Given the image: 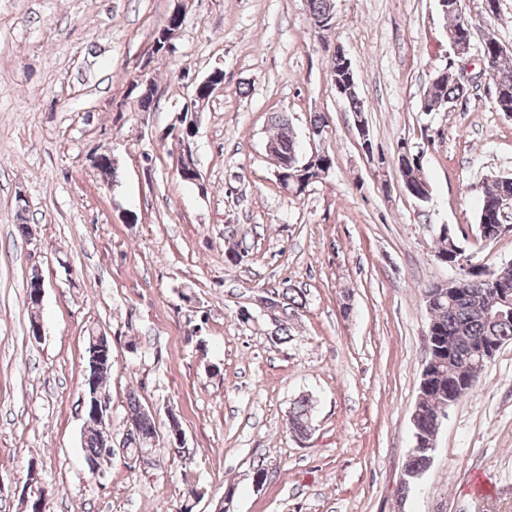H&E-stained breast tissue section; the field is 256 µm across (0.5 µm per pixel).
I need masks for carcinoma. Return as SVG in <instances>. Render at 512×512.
<instances>
[{"instance_id": "obj_1", "label": "carcinoma", "mask_w": 512, "mask_h": 512, "mask_svg": "<svg viewBox=\"0 0 512 512\" xmlns=\"http://www.w3.org/2000/svg\"><path fill=\"white\" fill-rule=\"evenodd\" d=\"M331 0H307V9L311 19L321 22L327 15ZM457 8L444 15L447 20L448 33L470 34L471 22L464 7V0H455ZM494 106L497 111L512 117V59L503 55L497 56L495 68ZM462 90L457 85L453 72L441 78L433 85L432 92L425 101V108L435 111L446 104L457 101ZM275 134L269 140L273 150L288 162L299 160L298 140L294 129L288 124L286 118L277 116L273 121ZM332 163L331 156L317 161V165L309 166L300 175L303 186L307 187L317 181L319 172ZM509 198L512 200V176H498L486 185L477 209L476 224L484 223L483 212L492 211L497 203ZM507 281L512 285V266L496 270L492 278L485 280L476 276H468L461 281L460 295L448 301L442 297L433 309V323L438 336V345L450 358L448 364L441 366L434 373L433 387L427 397L419 404L420 413L416 416V423L412 424L413 435L422 440V446L409 451L406 467L411 469L426 463L433 449L427 443L433 440L436 428L437 409L440 396L451 392L456 395H466L473 389V385L462 386L457 380L455 364L456 357L468 353L484 340H492L502 345L512 341V312L494 315L490 318L484 315L487 309H497L498 285ZM299 293L293 288H285L277 292V302L280 304L281 314H295L296 308L301 305L297 300ZM142 404L136 395L128 398L127 415L139 419V427L131 431L126 437L128 450L131 453L149 451L148 442L155 437L153 420L140 417ZM312 405L309 399L302 398L294 403L289 414L288 426L292 432L303 435L307 433L311 419ZM84 445L87 457L93 458L105 451L107 442L102 433L93 428L87 430L84 436Z\"/></svg>"}]
</instances>
